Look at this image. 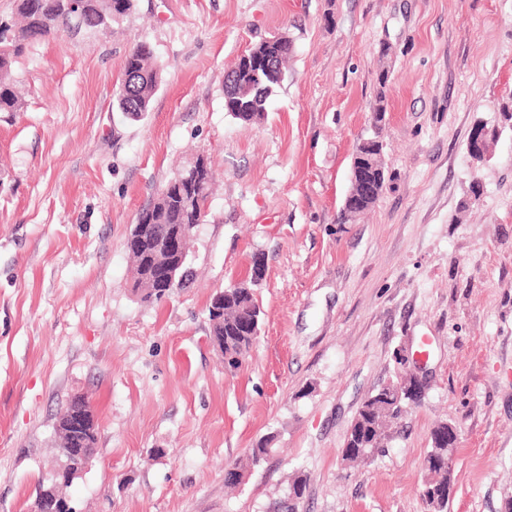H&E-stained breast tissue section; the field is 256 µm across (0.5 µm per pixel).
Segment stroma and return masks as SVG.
I'll return each instance as SVG.
<instances>
[{
	"instance_id": "35a3bbf8",
	"label": "stroma",
	"mask_w": 512,
	"mask_h": 512,
	"mask_svg": "<svg viewBox=\"0 0 512 512\" xmlns=\"http://www.w3.org/2000/svg\"><path fill=\"white\" fill-rule=\"evenodd\" d=\"M292 57L259 124L224 108L227 71L273 35ZM163 69L149 112L115 106L131 48ZM387 82H380V72ZM0 112V512H29L64 458L59 413L98 417L78 512H428L424 456L457 426L448 512L512 502V0H134L111 33L32 43ZM384 102L386 181L338 223L353 153ZM500 135L484 162L477 124ZM214 185L192 274L158 302L132 288L140 210L196 156ZM483 194L471 202L473 179ZM265 272L239 368L211 341L213 296ZM426 382L383 452L342 448L400 370ZM240 484L224 474L257 444ZM497 129L495 127L489 128L487 124H479L475 127L472 135L468 141L469 155L475 160H484L487 158L488 153L483 149L484 141L488 136H496Z\"/></svg>"
}]
</instances>
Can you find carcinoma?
<instances>
[{
	"label": "carcinoma",
	"mask_w": 512,
	"mask_h": 512,
	"mask_svg": "<svg viewBox=\"0 0 512 512\" xmlns=\"http://www.w3.org/2000/svg\"><path fill=\"white\" fill-rule=\"evenodd\" d=\"M133 7V0H85L79 14L69 11L65 0H18L17 12L20 24L14 26L0 21V46L9 50L0 51V112H16L21 100L16 94L12 80V68L16 59L31 43L64 32L82 28L107 31L112 21L125 16ZM252 53L269 56V68L250 74L236 63L231 71L232 80L225 85L224 104L226 111L244 123H256L265 118L270 98L280 88L286 74V63L292 53L287 39L263 40L250 49ZM124 71L136 75L137 97L131 99L118 91L116 103L120 111L139 117L150 111L152 99L162 82V72L153 61L151 48L140 43L129 52ZM188 171L182 170L167 182L173 190L167 204V212L152 216L155 204L149 203L141 209L137 221L151 225L154 235L164 238L173 224H198L202 220V208L210 194L211 181L197 188V196L184 203L180 191L187 187ZM259 278L237 283L224 289V313L213 323L212 335L224 337V364L236 369L253 346L261 322V309L254 286ZM392 383L399 386L401 397L388 398V385L383 384L372 392L358 410L350 431L344 441V459L354 463H366L381 451L391 437L394 427L401 423L406 408L418 405L424 398L421 383L415 375H395ZM444 421L431 430V447L424 457L426 481L423 497L430 512H447L448 485L453 483L452 470L448 469V428ZM306 490V481L297 476L292 480L288 497L279 503L274 512H296V504Z\"/></svg>",
	"instance_id": "carcinoma-1"
}]
</instances>
